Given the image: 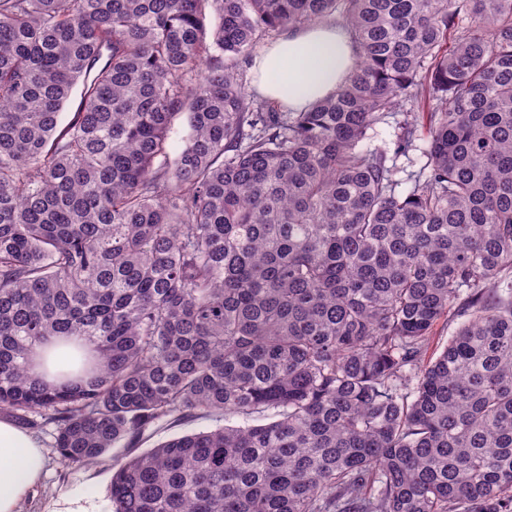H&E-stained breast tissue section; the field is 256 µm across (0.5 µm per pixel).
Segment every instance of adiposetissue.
<instances>
[{"label": "adipose tissue", "mask_w": 512, "mask_h": 512, "mask_svg": "<svg viewBox=\"0 0 512 512\" xmlns=\"http://www.w3.org/2000/svg\"><path fill=\"white\" fill-rule=\"evenodd\" d=\"M352 62L346 30L328 20L282 33L258 52L254 74L261 93L298 109L333 92ZM45 463L38 440L10 418H0V512H18Z\"/></svg>", "instance_id": "adipose-tissue-1"}]
</instances>
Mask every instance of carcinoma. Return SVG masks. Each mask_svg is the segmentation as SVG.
<instances>
[{"label": "carcinoma", "mask_w": 512, "mask_h": 512, "mask_svg": "<svg viewBox=\"0 0 512 512\" xmlns=\"http://www.w3.org/2000/svg\"><path fill=\"white\" fill-rule=\"evenodd\" d=\"M331 16L336 91L249 88ZM2 412L67 466L243 420L115 459L112 512H512V0H0ZM189 125L185 114L177 116L167 132V145L170 159H174L185 148L189 138ZM63 343H66V345L55 348L52 351L48 363L49 371L45 372L37 365L35 372L45 374L48 380H58L59 382L75 379L80 367L81 356L83 353L87 354L88 352V348L82 340L74 336L67 338L57 337L45 344L40 351L52 348L56 344ZM62 371L68 374L65 376L59 375L58 373Z\"/></svg>", "instance_id": "cac0c4a2"}]
</instances>
